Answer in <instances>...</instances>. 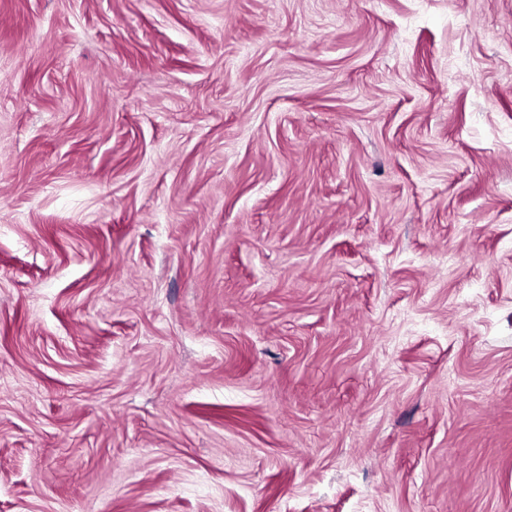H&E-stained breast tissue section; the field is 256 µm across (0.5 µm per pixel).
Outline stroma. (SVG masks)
<instances>
[{
  "mask_svg": "<svg viewBox=\"0 0 512 512\" xmlns=\"http://www.w3.org/2000/svg\"><path fill=\"white\" fill-rule=\"evenodd\" d=\"M0 512H512V0H0Z\"/></svg>",
  "mask_w": 512,
  "mask_h": 512,
  "instance_id": "obj_1",
  "label": "stroma"
}]
</instances>
